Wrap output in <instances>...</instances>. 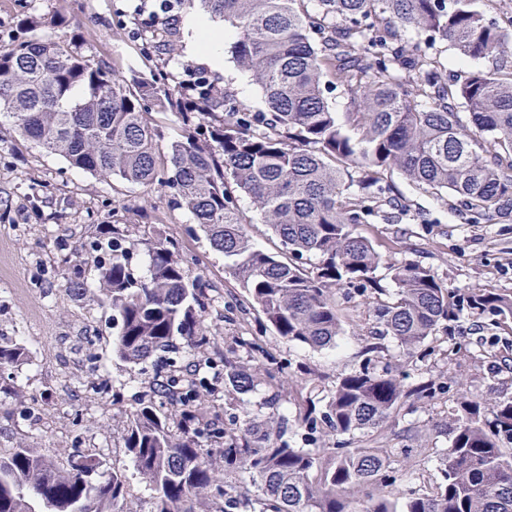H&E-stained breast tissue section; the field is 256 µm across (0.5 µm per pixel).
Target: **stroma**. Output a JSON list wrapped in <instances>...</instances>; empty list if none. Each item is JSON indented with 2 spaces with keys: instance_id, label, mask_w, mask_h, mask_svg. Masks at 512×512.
Masks as SVG:
<instances>
[{
  "instance_id": "stroma-1",
  "label": "stroma",
  "mask_w": 512,
  "mask_h": 512,
  "mask_svg": "<svg viewBox=\"0 0 512 512\" xmlns=\"http://www.w3.org/2000/svg\"><path fill=\"white\" fill-rule=\"evenodd\" d=\"M154 9V0H0V47L15 36L21 13L38 17L67 11L97 58L123 74H150L164 63V51L146 53L130 33L136 5ZM210 75L253 112L267 111L259 86L232 58ZM390 181L411 207L398 224H362L358 231L383 255L432 270L449 289L512 292V224H468L454 201L441 202L415 189L399 174ZM123 228L122 248L135 276L145 275L148 244L159 237L176 242L193 274L213 290L205 323L218 334L215 350L205 353L180 346L179 364L203 361V375L216 389L213 413L223 423L245 414H295L299 403L323 408L337 380L365 360L406 373L407 384L421 379L451 380L435 398L408 401L382 428L385 448H426L430 457L418 467L413 487L440 483L439 451L448 447L450 428L462 399L481 402L512 398V333L491 328L490 315L463 310L457 332L438 333L423 361L409 363L389 336L374 337L375 313L364 297L336 299L350 307L351 318L333 348L315 351L278 336L229 274L224 256L214 251L191 214L174 204L157 185L106 182L71 168L61 157L45 154L22 139L10 123L0 124V336L23 345L27 361L0 371V385L19 389L0 396V448L26 443L65 458L69 451H97L124 471L129 496L115 512H157L153 492L136 474L125 450L124 434L156 375L155 359L132 366L112 353V311L90 304L65 288V275L80 264L88 285L97 282L101 229ZM375 352H368L369 344ZM253 365L272 363L289 384L276 405L272 388L261 385L246 394L224 386V360Z\"/></svg>"
}]
</instances>
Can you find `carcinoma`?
I'll list each match as a JSON object with an SVG mask.
<instances>
[{
  "label": "carcinoma",
  "instance_id": "1",
  "mask_svg": "<svg viewBox=\"0 0 512 512\" xmlns=\"http://www.w3.org/2000/svg\"><path fill=\"white\" fill-rule=\"evenodd\" d=\"M200 5L233 30L228 52L260 86L269 111L251 112L209 76L162 68L125 76L95 59L78 25L60 9L49 25L66 37L38 35L43 22L23 16L18 35L0 48V119L41 151L105 180L158 183L187 209L211 246L224 253L251 305L282 338L324 349L349 317L336 301L344 286L377 292L384 265L394 301L376 308L377 336L396 339L407 358L468 308L512 315V294L480 289L458 295L431 270L378 253L360 224H396L408 202L389 181L397 171L416 188L456 198L474 224H512V65L498 64L512 46V20L489 16L478 0H179ZM411 32L412 42L404 38ZM147 51L170 47L168 24L141 31ZM453 45L463 61L492 59L462 80L435 52ZM342 86L343 117L324 96ZM469 120L463 121L459 109ZM171 112L180 134L166 154L151 112ZM251 199L263 223L288 249V261L258 249L238 204ZM114 253L99 263L98 287L82 273L66 288L112 309L113 354L139 365L158 353L171 366L180 337L194 348L215 343L203 313L209 283L191 277L171 242L148 251L134 275ZM314 259L312 268L299 260ZM26 349L0 341V369L17 367ZM262 378L224 358V384L252 391ZM444 386L422 380L404 389L400 376L366 362L344 374L324 409L295 420L256 416L229 425L210 415L209 385L173 377L156 385L130 420L126 449L159 512H512V400H465L442 449V482L433 491L402 488L386 448H295L291 427L308 434L376 432L411 396L432 398ZM178 396L161 410L157 399ZM204 434L224 441L219 457ZM102 456L72 453L63 464L24 443L0 453V512H112L128 479L100 475ZM404 499L397 510L398 498Z\"/></svg>",
  "mask_w": 512,
  "mask_h": 512
}]
</instances>
